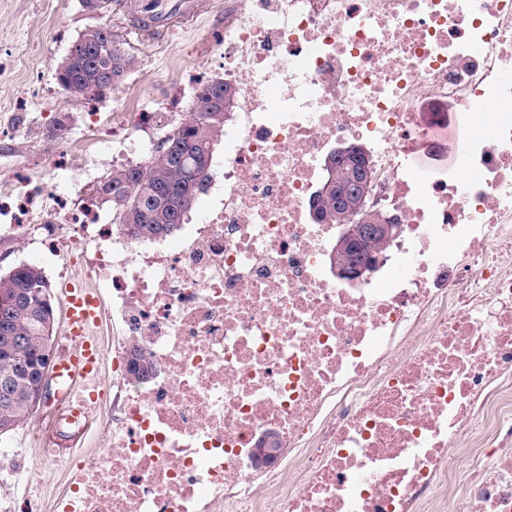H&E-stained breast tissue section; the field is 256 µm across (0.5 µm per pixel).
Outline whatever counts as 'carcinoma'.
I'll use <instances>...</instances> for the list:
<instances>
[{
	"label": "carcinoma",
	"instance_id": "carcinoma-1",
	"mask_svg": "<svg viewBox=\"0 0 512 512\" xmlns=\"http://www.w3.org/2000/svg\"><path fill=\"white\" fill-rule=\"evenodd\" d=\"M136 63L119 36L103 30L99 35L98 53L92 63L75 64L56 76L60 88L68 95L82 96L84 90L94 94L122 81ZM224 79H211L195 89L191 112L170 129L172 136L161 137L141 161L120 165L99 183L97 198L112 208V225L138 241L165 238L180 231L187 214L205 190L213 173V153L224 135V104L212 102L215 87ZM47 281L36 265L18 266L0 275V296L41 293ZM12 335L24 339L14 345L0 339V377H11L15 389L24 393L33 382L23 368L27 359L38 352L46 327L40 309L32 300H22L11 315ZM20 426L28 418V409L19 399L0 407V418Z\"/></svg>",
	"mask_w": 512,
	"mask_h": 512
}]
</instances>
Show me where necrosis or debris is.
<instances>
[{
    "instance_id": "4bbe7bcc",
    "label": "necrosis or debris",
    "mask_w": 512,
    "mask_h": 512,
    "mask_svg": "<svg viewBox=\"0 0 512 512\" xmlns=\"http://www.w3.org/2000/svg\"><path fill=\"white\" fill-rule=\"evenodd\" d=\"M224 120L215 203L183 238L142 245L52 181L11 192L0 228L39 223L60 278L105 288L113 336L97 417L64 400L52 431L89 435L41 512H512V0H223ZM460 114L452 163L419 178L420 144ZM497 111H484L486 102ZM363 145L367 203L402 224L381 272H329L310 218L321 160ZM139 344L159 373L128 376ZM280 451L255 460L261 434ZM421 117L425 123L439 121L447 123L448 126H454L459 120V112L454 103L448 102H430L422 105Z\"/></svg>"
}]
</instances>
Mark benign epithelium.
Here are the masks:
<instances>
[{
    "label": "benign epithelium",
    "mask_w": 512,
    "mask_h": 512,
    "mask_svg": "<svg viewBox=\"0 0 512 512\" xmlns=\"http://www.w3.org/2000/svg\"><path fill=\"white\" fill-rule=\"evenodd\" d=\"M347 169V190L336 194V210L327 206L324 188H319L312 200L314 221L333 222L342 227L336 242L333 265L336 277L343 281H361L370 274L382 255V248L401 232V225L384 213L367 207L366 197L372 180L367 153L356 143H342L324 160L323 169L332 179ZM53 360V344H47L38 354L33 368L34 380L25 394L30 411L43 406L50 397L49 369Z\"/></svg>",
    "instance_id": "1"
}]
</instances>
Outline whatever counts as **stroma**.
I'll return each mask as SVG.
<instances>
[{
	"label": "stroma",
	"instance_id": "1",
	"mask_svg": "<svg viewBox=\"0 0 512 512\" xmlns=\"http://www.w3.org/2000/svg\"><path fill=\"white\" fill-rule=\"evenodd\" d=\"M195 21L173 19V33L150 38L133 22L130 0H112L103 20L108 22L136 57L134 68L114 89L89 100L64 95L56 83V68L71 42L101 18L88 14L78 0H0V167L39 178L42 160L59 147L78 143L89 125L90 113L111 121L113 113L133 107L142 120H130L125 131L155 141L161 123L176 124L179 112L191 109L193 91L200 80L224 73L222 49L203 52L204 42L215 41L224 26V14L215 0H198ZM180 93L179 110H162L171 93ZM67 115L69 130L63 139L51 137L57 117ZM119 139L93 147L76 168H60L52 178L78 202L93 203L98 182L113 167L133 161ZM52 226L51 215L21 236L0 238V275L15 266L34 264L50 283H57L66 260L45 252L42 241ZM37 412L27 423L0 436V512H23L22 504L32 484L43 472V452L33 443V429L44 419Z\"/></svg>",
	"mask_w": 512,
	"mask_h": 512
}]
</instances>
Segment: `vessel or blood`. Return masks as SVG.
Wrapping results in <instances>:
<instances>
[{
  "label": "vessel or blood",
  "instance_id": "b4317fda",
  "mask_svg": "<svg viewBox=\"0 0 512 512\" xmlns=\"http://www.w3.org/2000/svg\"><path fill=\"white\" fill-rule=\"evenodd\" d=\"M134 6L150 30L164 33L168 32L174 13L191 19L198 14L197 0H135ZM60 295L65 307L64 335L68 343L60 347L52 372L68 384L77 401L97 400L102 396L101 351L91 327L103 306L102 296L72 283L65 284Z\"/></svg>",
  "mask_w": 512,
  "mask_h": 512
}]
</instances>
